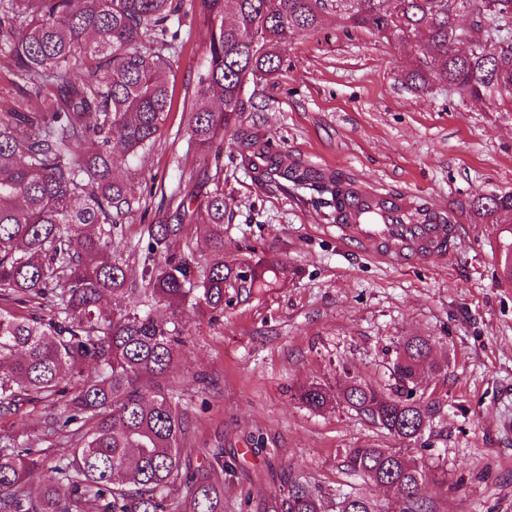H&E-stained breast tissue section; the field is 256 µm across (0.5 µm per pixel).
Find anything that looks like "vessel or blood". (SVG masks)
I'll return each instance as SVG.
<instances>
[{
  "label": "vessel or blood",
  "instance_id": "b4317fda",
  "mask_svg": "<svg viewBox=\"0 0 512 512\" xmlns=\"http://www.w3.org/2000/svg\"><path fill=\"white\" fill-rule=\"evenodd\" d=\"M348 204L336 232L362 251L403 264L431 261L447 253L458 237L459 227L439 213L430 219L412 217L404 195L368 189L357 182L342 187Z\"/></svg>",
  "mask_w": 512,
  "mask_h": 512
}]
</instances>
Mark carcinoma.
Wrapping results in <instances>:
<instances>
[{
    "label": "carcinoma",
    "mask_w": 512,
    "mask_h": 512,
    "mask_svg": "<svg viewBox=\"0 0 512 512\" xmlns=\"http://www.w3.org/2000/svg\"><path fill=\"white\" fill-rule=\"evenodd\" d=\"M328 10L347 30L409 46L415 64L404 79L417 91L444 79L461 98L512 102V34L501 32L512 25V0H0V54L16 96L0 108V412L48 402L59 414L43 421L45 437L65 430L72 448L48 466L43 450L0 434V512H179L173 491L182 482L189 512H224L222 485L190 466V419L163 384L183 343L178 313L188 303L221 313L225 289L271 288L286 268L224 263L219 185L164 200L140 267H130L117 247L142 200L135 174L114 171L112 145L142 158L155 147L173 108L163 74L191 13L206 39L186 131L220 172L245 85L275 74L288 42L316 31ZM240 145L259 180L313 190L333 215L345 207L340 177L290 164L268 141ZM470 208L512 216V193L476 194ZM185 224L205 228L214 258L204 269L173 250ZM432 350L422 338L398 343L394 396L347 372L336 393L311 385L298 399L313 411L336 399L410 441L427 428L408 401ZM345 455L351 472L395 488L400 512H425L416 496L425 464L408 449ZM39 468L48 471L39 494H16ZM280 497L283 512H326L323 496L296 482ZM336 508L379 512L357 494Z\"/></svg>",
    "instance_id": "cac0c4a2"
}]
</instances>
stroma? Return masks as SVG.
I'll use <instances>...</instances> for the list:
<instances>
[{"label": "stroma", "instance_id": "1", "mask_svg": "<svg viewBox=\"0 0 512 512\" xmlns=\"http://www.w3.org/2000/svg\"><path fill=\"white\" fill-rule=\"evenodd\" d=\"M183 48L167 78L176 110L148 158L113 146L116 171L142 169L135 183L148 208L162 194H203L221 185L228 219L226 263L278 260L287 273L260 292L228 289L220 314L184 307V346L165 382L193 428L195 468L224 451L217 473L224 512H277L279 488L294 480L327 502L361 494L398 512L386 490L349 471V448L408 447L426 465L419 492L427 512H512V282L501 275L503 227L464 207L476 193L512 192V106L459 101L446 81L419 92L403 78L409 52L363 30L343 31L335 13L292 39L273 80L249 86L232 125L269 139L289 163L403 191L461 227L457 247L402 265L342 243L326 208L262 185L239 146L224 149L219 182L180 132L204 61L205 30L186 18ZM425 336L437 369H425L412 398L428 415L422 441L405 443L354 411H312L305 386H335L353 374L394 393L399 340ZM53 409L27 404L0 416V433L68 454L46 442Z\"/></svg>", "mask_w": 512, "mask_h": 512}]
</instances>
